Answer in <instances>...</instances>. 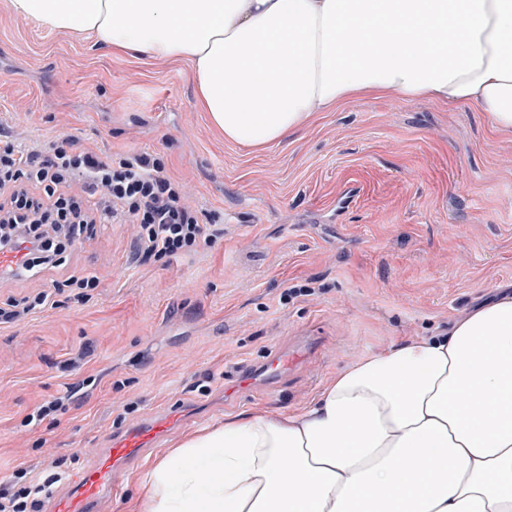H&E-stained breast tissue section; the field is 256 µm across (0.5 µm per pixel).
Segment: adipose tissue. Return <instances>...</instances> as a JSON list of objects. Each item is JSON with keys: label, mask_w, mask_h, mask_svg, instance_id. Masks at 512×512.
<instances>
[{"label": "adipose tissue", "mask_w": 512, "mask_h": 512, "mask_svg": "<svg viewBox=\"0 0 512 512\" xmlns=\"http://www.w3.org/2000/svg\"><path fill=\"white\" fill-rule=\"evenodd\" d=\"M112 53L187 63L226 142L280 144L394 93L512 130V0H10ZM133 512H512V294L362 357L301 410L201 428Z\"/></svg>", "instance_id": "1"}]
</instances>
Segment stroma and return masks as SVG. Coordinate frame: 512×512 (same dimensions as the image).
Masks as SVG:
<instances>
[{
  "label": "stroma",
  "mask_w": 512,
  "mask_h": 512,
  "mask_svg": "<svg viewBox=\"0 0 512 512\" xmlns=\"http://www.w3.org/2000/svg\"><path fill=\"white\" fill-rule=\"evenodd\" d=\"M0 129L26 144L71 135L111 153H160L193 206L224 212L223 240L165 267L132 263L136 225L102 224L62 266L0 280V301L77 273L100 280L89 305L0 328V481L55 460L76 475L114 431L186 408L103 510L130 512L145 467L203 425L301 409L362 355L440 335L512 290V131L470 105L360 97L250 153L199 112L186 63L111 55L0 0ZM309 282L320 294L280 303ZM302 335L319 346L275 394L228 396L240 371ZM85 343L93 360L61 372ZM78 384L66 413L22 427Z\"/></svg>",
  "instance_id": "stroma-1"
}]
</instances>
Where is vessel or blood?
Instances as JSON below:
<instances>
[{
	"mask_svg": "<svg viewBox=\"0 0 512 512\" xmlns=\"http://www.w3.org/2000/svg\"><path fill=\"white\" fill-rule=\"evenodd\" d=\"M313 350V343L304 340L292 350L277 351L261 365L243 372L240 385L253 390H274L290 370L310 357ZM180 421L179 414L165 410L155 419L114 436L110 447L95 449L94 461L53 497L50 512H102L104 504L112 498L115 476L138 461L158 436L176 427Z\"/></svg>",
	"mask_w": 512,
	"mask_h": 512,
	"instance_id": "b4317fda",
	"label": "vessel or blood"
}]
</instances>
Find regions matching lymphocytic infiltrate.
Returning a JSON list of instances; mask_svg holds the SVG:
<instances>
[{
	"label": "lymphocytic infiltrate",
	"instance_id": "1",
	"mask_svg": "<svg viewBox=\"0 0 512 512\" xmlns=\"http://www.w3.org/2000/svg\"><path fill=\"white\" fill-rule=\"evenodd\" d=\"M138 225L135 258L172 259L224 237V214L187 203L184 184L162 157L113 155L55 136L24 145L0 138V251L26 245V276L57 267L100 224ZM57 474L18 469L0 484V512H42Z\"/></svg>",
	"mask_w": 512,
	"mask_h": 512
}]
</instances>
